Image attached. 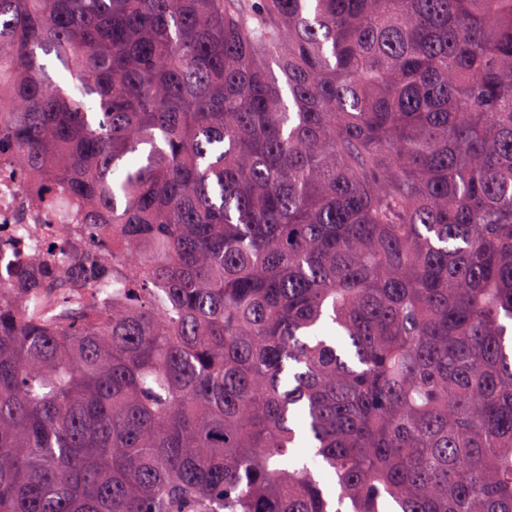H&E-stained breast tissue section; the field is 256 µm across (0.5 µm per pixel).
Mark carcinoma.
Masks as SVG:
<instances>
[{"mask_svg": "<svg viewBox=\"0 0 512 512\" xmlns=\"http://www.w3.org/2000/svg\"><path fill=\"white\" fill-rule=\"evenodd\" d=\"M2 150L0 512H512V0H0ZM12 157H0V233L18 241L14 250H0V281L12 283L15 271L24 261L37 263L59 255L82 229L80 204L71 196L51 192L52 178L38 183L21 184L9 174ZM2 177H1V172ZM50 193L53 205L49 212L37 208L35 201ZM66 224V225H61ZM70 288L61 286L56 288H48L47 290H21L14 295L15 302L26 311L31 309L36 303L42 308V311L49 316L59 320L67 319L77 309H84L94 300H103L112 304V288H107L106 292H102L100 288H85L80 298L75 299ZM39 293L40 295L33 298L31 295Z\"/></svg>", "mask_w": 512, "mask_h": 512, "instance_id": "obj_1", "label": "carcinoma"}]
</instances>
